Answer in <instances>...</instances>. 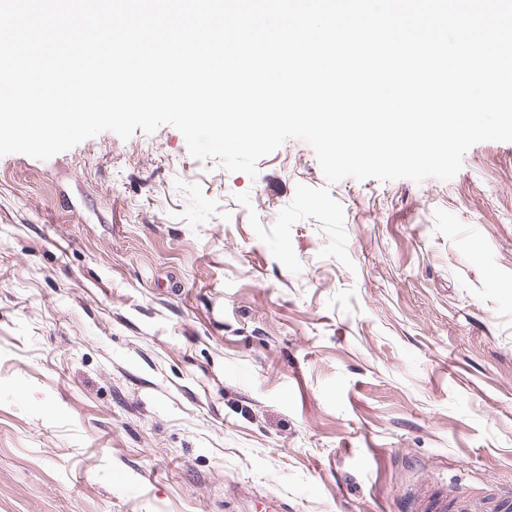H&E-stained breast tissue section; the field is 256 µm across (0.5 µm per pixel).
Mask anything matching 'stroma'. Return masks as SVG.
<instances>
[{
	"label": "stroma",
	"mask_w": 512,
	"mask_h": 512,
	"mask_svg": "<svg viewBox=\"0 0 512 512\" xmlns=\"http://www.w3.org/2000/svg\"><path fill=\"white\" fill-rule=\"evenodd\" d=\"M512 494V142L256 176L164 125L0 156V512Z\"/></svg>",
	"instance_id": "obj_1"
}]
</instances>
